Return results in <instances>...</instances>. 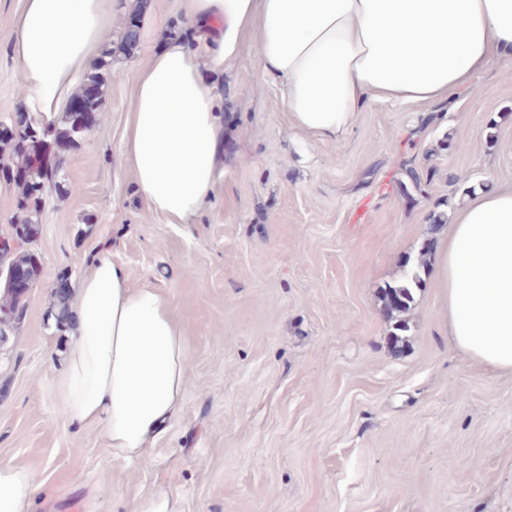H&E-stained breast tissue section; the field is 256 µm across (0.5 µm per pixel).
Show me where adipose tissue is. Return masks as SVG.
Returning a JSON list of instances; mask_svg holds the SVG:
<instances>
[{"label":"adipose tissue","mask_w":512,"mask_h":512,"mask_svg":"<svg viewBox=\"0 0 512 512\" xmlns=\"http://www.w3.org/2000/svg\"><path fill=\"white\" fill-rule=\"evenodd\" d=\"M185 33L136 74L123 159L148 209L189 224L224 173V104L202 68L224 71L253 38L263 76L283 86L291 126L337 140L375 101H448L512 53V0H180ZM114 0H22L12 24L29 112L55 119L82 88L84 65ZM435 283L452 345L512 375V187L479 191L438 247ZM71 348L55 378L66 422L100 426L116 457L142 458L186 390L188 343L166 296L131 287L100 256L80 277ZM39 485L0 466V512H23Z\"/></svg>","instance_id":"1"}]
</instances>
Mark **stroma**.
<instances>
[{
  "label": "stroma",
  "instance_id": "1",
  "mask_svg": "<svg viewBox=\"0 0 512 512\" xmlns=\"http://www.w3.org/2000/svg\"><path fill=\"white\" fill-rule=\"evenodd\" d=\"M140 40L127 47L130 14ZM181 29L178 0H120L86 74L99 124L44 157L41 277L0 344V465L32 471L26 512H512V376L450 344L433 247L479 188L512 184V57L450 102H375L340 141L290 127L252 43L213 78L229 116L224 178L190 224H164L122 162L136 70ZM151 282L185 325L181 410L144 458L65 424L54 382L70 346L50 316L60 276L100 254ZM424 258L407 313L384 288ZM136 512H183L181 499L170 492H150L139 496Z\"/></svg>",
  "mask_w": 512,
  "mask_h": 512
}]
</instances>
